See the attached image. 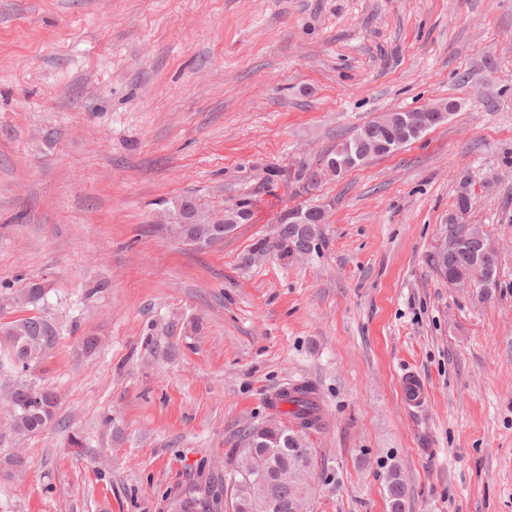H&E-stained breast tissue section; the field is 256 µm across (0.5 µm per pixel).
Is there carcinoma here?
<instances>
[{
    "instance_id": "1",
    "label": "carcinoma",
    "mask_w": 512,
    "mask_h": 512,
    "mask_svg": "<svg viewBox=\"0 0 512 512\" xmlns=\"http://www.w3.org/2000/svg\"><path fill=\"white\" fill-rule=\"evenodd\" d=\"M213 215L201 208L192 196L181 198L175 205L171 218L172 231L191 242L198 238H207L212 233ZM326 223V216L316 214L311 223L302 226L297 236L298 246L306 251L311 250L310 241L320 237V225ZM477 246L461 243L448 251L442 265L437 271L444 277L451 278L458 274L475 271L474 252ZM17 362L26 365L46 351L55 339L56 330L47 320L40 317H27L15 321L6 332ZM10 401L15 408L13 427L21 433L40 431L53 417L55 406L54 395L45 390H37L27 385H18L9 393ZM279 404L287 405L282 411L287 423L298 427L293 431L281 427L278 438L281 447L286 449L283 465L297 458L307 457L313 453L308 447L310 431L319 430L323 426L321 408L313 396L312 389L306 385H296L278 394ZM252 468V460L241 454L230 459L229 470L223 480L231 483L232 475H241ZM387 497L390 512H406L409 490L398 470H389L386 478ZM187 501L200 512H220L223 499L219 496L206 494L202 497L191 495Z\"/></svg>"
}]
</instances>
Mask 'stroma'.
<instances>
[{
  "label": "stroma",
  "instance_id": "35a3bbf8",
  "mask_svg": "<svg viewBox=\"0 0 512 512\" xmlns=\"http://www.w3.org/2000/svg\"><path fill=\"white\" fill-rule=\"evenodd\" d=\"M450 100L322 184L316 252L242 266L303 206L299 158ZM464 181L488 296L431 262ZM244 195L219 244L160 223ZM33 315L42 358L9 366L0 338V512H171L300 382L324 416L310 512H390L393 465L407 512H512V0H0V330ZM18 382L57 396L37 433L11 426ZM406 402L412 406L423 407L427 401L428 392L420 380L411 372H406L401 378ZM390 512H405L409 490L397 469H390L386 478Z\"/></svg>",
  "mask_w": 512,
  "mask_h": 512
}]
</instances>
